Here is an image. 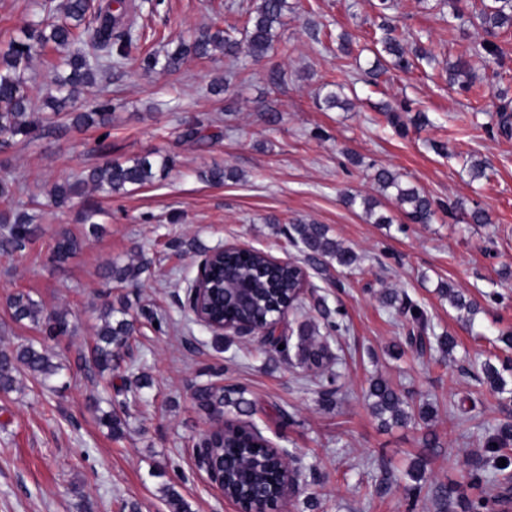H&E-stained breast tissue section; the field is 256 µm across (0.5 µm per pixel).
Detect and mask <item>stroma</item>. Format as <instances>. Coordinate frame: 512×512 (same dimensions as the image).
Returning <instances> with one entry per match:
<instances>
[{"mask_svg": "<svg viewBox=\"0 0 512 512\" xmlns=\"http://www.w3.org/2000/svg\"><path fill=\"white\" fill-rule=\"evenodd\" d=\"M144 51H162L182 34L209 26L243 27L255 0H140ZM39 0H0V50L37 19ZM294 8L267 58L244 59L228 78L223 57L188 58L175 72L141 69L132 61L103 74L98 86L112 101L106 126L44 129L9 150L14 206L36 214L39 231L25 250L0 258V352L45 343L65 370L46 388L17 373L13 390L0 391V512H169L162 488L173 485L190 512H234L196 463L195 445L219 419L246 420L303 463L300 485L318 502L314 512H449L434 491L460 480L486 451L488 428L512 424V375L506 393L484 380L483 362L512 353L497 337L512 330V31L497 36L503 61L472 58L484 86L474 98L448 81V65L462 45L485 40L466 0H290ZM462 18H453L454 7ZM396 26L409 47L430 53L404 72L370 79L360 60L339 49L340 33L368 42L381 25ZM224 81V92L210 86ZM344 86L348 107L324 109L317 97L330 83ZM407 105L393 126L383 105ZM279 114L264 119L263 107ZM427 124L415 126L416 113ZM201 125L204 140L182 136ZM153 151L176 165L162 181L123 196L98 198L93 236L79 223L78 206H48L54 183L93 166ZM484 174L473 177L470 162ZM232 170L224 183L201 181L213 164ZM398 173L442 203L427 224L411 221L374 179L378 168ZM357 196L348 204L347 195ZM377 199L376 224L361 198ZM476 206L487 224H465L448 205ZM322 224L328 235L360 257L357 269L337 264L309 269L301 296L306 312L316 299L345 312L346 334L330 337L333 362L309 369L295 355L269 351L259 337L216 336L182 307L185 291L206 251L225 243L251 246L281 259L302 260L290 240L297 223ZM82 240L80 252L49 261L61 233ZM151 265L137 287L104 280L103 268L123 266L135 251ZM453 288L480 301L474 323L442 291ZM31 294L46 311L66 313L72 331L43 339L27 320L12 316L8 300ZM408 295L438 335L452 336V354L403 347L412 324L385 303ZM127 297L140 332L113 374L81 362L104 304ZM161 320L155 331L153 320ZM146 374L143 401L122 392L121 378ZM400 390L412 406L433 410L429 423L384 428L366 397L372 379ZM337 384L338 402L324 407L321 388ZM211 386L229 402L223 417L201 410L194 392ZM251 409L239 415L237 398ZM129 412L122 438L97 424L96 403ZM434 432L439 445L422 444ZM426 461L423 494L409 476Z\"/></svg>", "mask_w": 512, "mask_h": 512, "instance_id": "stroma-1", "label": "stroma"}]
</instances>
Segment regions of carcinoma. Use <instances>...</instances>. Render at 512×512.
I'll use <instances>...</instances> for the list:
<instances>
[{"mask_svg":"<svg viewBox=\"0 0 512 512\" xmlns=\"http://www.w3.org/2000/svg\"><path fill=\"white\" fill-rule=\"evenodd\" d=\"M138 4L134 0H114L105 5H94L93 0H43L40 4L41 16L37 21L27 23L22 38L9 43L7 50L0 55V154H5L20 139L33 140L40 134L43 123H53L60 118L74 125L104 126L108 121L112 100L100 98L96 111L80 112L75 102L83 90L97 85L98 76L104 72L124 67L130 60L132 49L138 46L142 33L130 20ZM290 10L288 0H257L254 15L249 17L243 31L203 28L188 38H181L176 45L165 49L164 53L148 52L142 59L147 70L161 68L176 71L189 56L211 59L221 54L234 65L241 57L248 56L258 62L271 51L279 30L286 24ZM481 25L488 32L506 26L512 28V0H481L478 14ZM382 50L391 59V65L399 69L412 66L402 39L387 32L381 39ZM53 50L59 58L53 65V77L38 88L41 108L45 109L42 119L36 121L29 112L33 103L31 86L24 74L34 57L43 56ZM503 49L495 42L484 41L480 48H470L460 54L450 66V81L459 84L465 92L472 90L475 79L472 76L470 59L503 58ZM174 167L173 158L161 152L135 156L124 163H106L90 169L74 181L65 180L55 184L49 191L52 205L66 208L74 199L92 189L105 197L124 195L131 191L152 185L165 179ZM374 179L379 187L394 190V197L402 207H408L410 218L420 224L429 223L435 215V202L415 186L403 184L397 174L386 168L376 170ZM0 204L7 210L0 214V257H10L23 251L28 242L37 234L38 225L26 212L12 208L13 187L7 177H0ZM293 242L304 254L305 262L311 266H321L332 259L343 268L359 265V256L351 249L340 247L327 236L321 224L291 225ZM82 247V242L73 236L61 235L50 254L51 263H63L73 258ZM228 261L243 274L253 272L255 262L262 259L259 253L246 255L230 254ZM147 264L142 259L125 266L107 265L102 275L107 280L136 284ZM301 271L296 268L284 269L279 273L278 287L269 289L262 281H257V300L248 315L257 317L267 312L273 305L288 300L292 309H301L300 298L294 296ZM451 305L473 317L480 312V304L468 299L453 288L446 289ZM387 303L398 305V310L410 316L416 332L406 337V343L423 352L427 349L451 354L456 342L453 337L434 334L425 312L408 296L387 297ZM9 306L16 320H28L39 327L42 335L48 338L63 336L70 332V322L61 312H44L39 302L30 294L17 292L9 299ZM323 318V326L304 324L300 328L297 343L298 355L314 363L320 362L328 352L326 341L332 335L347 332L344 314L341 309L331 311L318 304ZM100 325L96 331V342L91 352L95 369L101 374L110 373L118 367L121 351L129 347L130 339L136 332V318L129 315V308H116L105 305L99 316ZM325 333H320V329ZM38 380H46L59 374L61 366L53 361V356L44 348L27 345L16 355L0 354V389L9 390L14 382L18 366ZM512 371V360L496 367L484 363L482 373L490 386L506 392L507 382L503 372ZM376 415L385 424L406 425L418 418L426 421L430 417L429 406L423 405L414 414L408 411L409 402L387 381L371 380L367 392ZM199 408L211 414H218L224 407V394L211 387H200L195 392ZM98 425L112 437L120 438L127 426L126 414L114 408H97ZM262 436L255 430L239 433L229 430L214 440V452L222 457L227 483L224 490L233 495V490L241 487H256L268 490L274 485L279 474L275 467L255 468L250 465L253 457L260 454L257 447ZM512 446V425L505 424L493 430L488 437L487 447L490 459L483 465H476L464 476L463 484H450L436 490V497L448 506H457L462 512H500L504 497L492 496L487 489L495 485L498 473L512 466V457L507 455ZM505 464H500V459Z\"/></svg>","mask_w":512,"mask_h":512,"instance_id":"carcinoma-1","label":"carcinoma"}]
</instances>
